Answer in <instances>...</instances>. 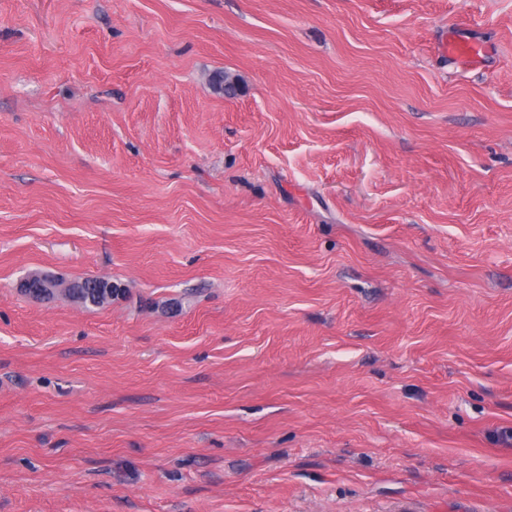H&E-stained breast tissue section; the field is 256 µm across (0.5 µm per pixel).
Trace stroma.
I'll return each instance as SVG.
<instances>
[{
	"instance_id": "obj_1",
	"label": "stroma",
	"mask_w": 512,
	"mask_h": 512,
	"mask_svg": "<svg viewBox=\"0 0 512 512\" xmlns=\"http://www.w3.org/2000/svg\"><path fill=\"white\" fill-rule=\"evenodd\" d=\"M510 427L512 0H0V512H512ZM441 53L454 57L466 58L472 61L479 60L486 49L477 43L459 40L453 33L445 34L438 46ZM33 285L38 288L37 292L32 293L33 295L48 297L58 293L66 294L70 281L46 273L32 272L19 282L18 288L26 293L33 288Z\"/></svg>"
}]
</instances>
